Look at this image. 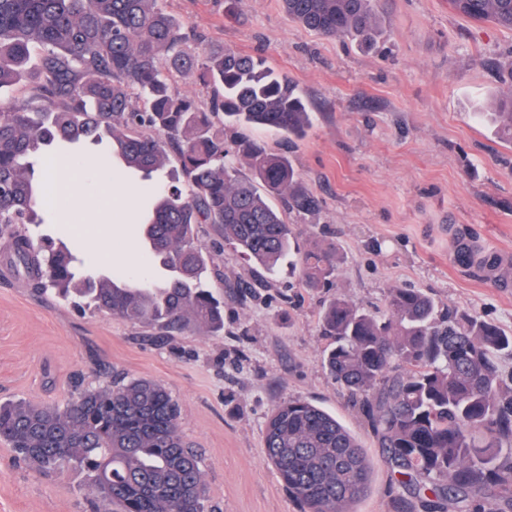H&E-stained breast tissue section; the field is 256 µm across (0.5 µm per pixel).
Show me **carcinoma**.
Segmentation results:
<instances>
[{
	"label": "carcinoma",
	"instance_id": "cac0c4a2",
	"mask_svg": "<svg viewBox=\"0 0 512 512\" xmlns=\"http://www.w3.org/2000/svg\"><path fill=\"white\" fill-rule=\"evenodd\" d=\"M163 0H0V91L25 99L0 112V237L19 272L38 290L77 299L164 333L193 325L224 328V304L207 285L212 258L199 226L267 272L282 260L307 288L336 270V248L301 250L269 197L299 213L318 201L283 154L241 138L224 140V121L299 138L310 112L295 83L266 61L231 50L186 49ZM377 0H283L289 18L325 37L370 43ZM473 21L512 30V0H450ZM179 73L209 90L206 106L172 91ZM512 141V88L495 104ZM107 141L109 156L147 178L175 157L181 174L145 208L152 254L171 276L138 287L117 276H80L81 259L41 225L35 165L55 142ZM248 166L240 173L237 163ZM332 338L324 366L362 404L403 485L430 512L512 509V334L465 311L440 312L426 294L391 287L379 318L334 297L322 315ZM177 403L160 383L131 379L86 389L61 408L0 403V439L37 470L75 466L91 492L120 512H204L200 455L182 438ZM353 448L359 472L336 470V449ZM268 462L305 512H355L369 462L357 438L309 401L277 406L265 431Z\"/></svg>",
	"mask_w": 512,
	"mask_h": 512
}]
</instances>
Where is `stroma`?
Returning a JSON list of instances; mask_svg holds the SVG:
<instances>
[{
  "label": "stroma",
  "mask_w": 512,
  "mask_h": 512,
  "mask_svg": "<svg viewBox=\"0 0 512 512\" xmlns=\"http://www.w3.org/2000/svg\"><path fill=\"white\" fill-rule=\"evenodd\" d=\"M189 51L259 55L292 78L311 123L303 138L225 124L286 154L319 201L285 212L302 248L335 246L328 285L303 287L288 268L257 269L205 224L200 239L224 281V328L162 336L71 300L43 295L0 261V402L65 405L119 377L161 383L181 410L180 433L202 455L207 512H303L266 461L272 409L303 398L361 443L372 469L357 512H424L397 481L361 405L328 376L321 314L342 296L385 312L388 288H414L441 310H465L512 332V259L497 275L458 263L463 233L512 256V145L477 120L512 89V31L456 14L448 0H380L379 35L365 46L291 21L282 0H164ZM69 153L86 170L75 194L43 207L40 233L63 240L92 272L158 282L138 214L112 194L102 144ZM254 287L240 293L238 281ZM0 512H119L72 466L42 472L0 441Z\"/></svg>",
  "instance_id": "1"
}]
</instances>
